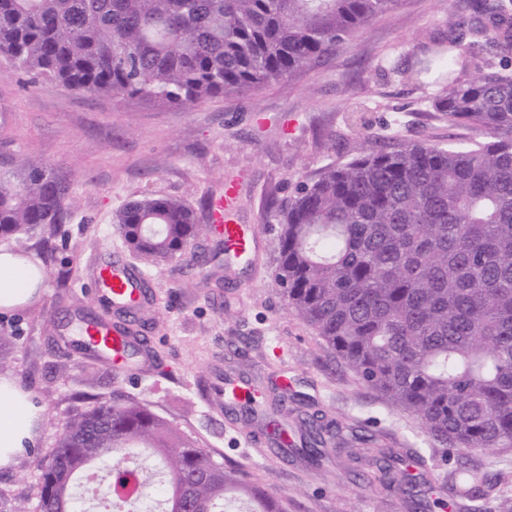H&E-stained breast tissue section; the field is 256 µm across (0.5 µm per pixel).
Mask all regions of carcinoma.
<instances>
[{"label":"carcinoma","mask_w":512,"mask_h":512,"mask_svg":"<svg viewBox=\"0 0 512 512\" xmlns=\"http://www.w3.org/2000/svg\"><path fill=\"white\" fill-rule=\"evenodd\" d=\"M396 0H0V59L95 96L190 105L244 96L333 56ZM492 70L466 81L472 52L454 33L420 72L444 79L433 100L463 143L385 140L300 183L278 215L275 282L357 381L412 415L463 458L512 448V0H464ZM0 235L55 237L72 203L52 169L6 161ZM131 251L154 263L196 260L214 233L174 196L115 215ZM311 464L323 427L306 421ZM162 463L163 512H287L284 502L216 461L198 441L122 396L75 409L43 466L38 512H81L74 480L103 461L146 484L128 460ZM467 466L461 499L481 496Z\"/></svg>","instance_id":"obj_1"}]
</instances>
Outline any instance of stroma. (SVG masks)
I'll return each mask as SVG.
<instances>
[{
	"mask_svg": "<svg viewBox=\"0 0 512 512\" xmlns=\"http://www.w3.org/2000/svg\"><path fill=\"white\" fill-rule=\"evenodd\" d=\"M459 0H396L320 67L242 97L218 96L188 105L139 98L97 97L60 82L29 76L0 60V161L24 155L65 175L73 207L63 239L45 242L35 231L25 246L0 235V248L40 260V295L22 307L0 309V356L10 377L38 412L32 452L0 467V512H38L41 467L70 411L95 398L122 394L196 438L215 459L281 498L288 512H412L410 498L433 488L447 495L455 461L407 413L363 387L316 330L299 320L276 288L275 216L298 182L331 164L370 151L385 139L444 143L470 139L441 119L432 102L442 82L418 74L415 61L437 48L449 28L467 32L470 13ZM239 184V221L259 230L249 262L225 267L224 244L204 239L202 264H155L136 258L113 222L129 201L177 196L198 223L212 199ZM117 260L141 272L150 301L139 322L153 339L148 368L108 365L96 353L65 344V314L96 304L78 279L90 261ZM239 373L260 394L251 422L226 412L211 392L218 375ZM285 376L288 432L300 439L301 414L335 426L328 459L314 466L296 451L258 452L246 441L278 399ZM376 434L395 453L421 452L426 472L404 489L379 481V464L358 435ZM469 467L485 489L475 512H497L512 499V448L475 450Z\"/></svg>",
	"mask_w": 512,
	"mask_h": 512,
	"instance_id": "1",
	"label": "stroma"
}]
</instances>
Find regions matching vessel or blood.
<instances>
[{
    "instance_id": "vessel-or-blood-1",
    "label": "vessel or blood",
    "mask_w": 512,
    "mask_h": 512,
    "mask_svg": "<svg viewBox=\"0 0 512 512\" xmlns=\"http://www.w3.org/2000/svg\"><path fill=\"white\" fill-rule=\"evenodd\" d=\"M219 207L224 211L225 264L248 261L258 236L254 226L239 223L236 218L235 187H225L224 199ZM81 285L97 301L126 316L136 314L148 301L141 275L116 262L99 264L90 275L82 277ZM78 336L80 343L89 349L111 350L113 365L126 364L135 357L139 358L141 364L150 362L146 344L125 323L83 325L79 328ZM216 388L229 405L245 401L255 394L249 379L232 373L221 375Z\"/></svg>"
}]
</instances>
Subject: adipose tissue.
Masks as SVG:
<instances>
[{"instance_id": "ef3b65f1", "label": "adipose tissue", "mask_w": 512, "mask_h": 512, "mask_svg": "<svg viewBox=\"0 0 512 512\" xmlns=\"http://www.w3.org/2000/svg\"><path fill=\"white\" fill-rule=\"evenodd\" d=\"M45 274L33 261L0 251V308L22 306L40 292ZM35 409L26 395L0 381V466L33 438Z\"/></svg>"}]
</instances>
